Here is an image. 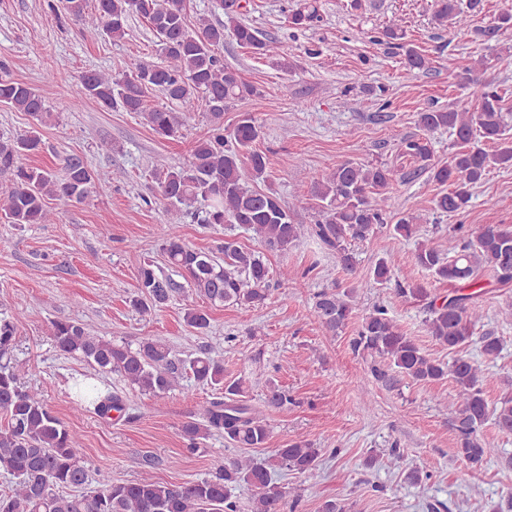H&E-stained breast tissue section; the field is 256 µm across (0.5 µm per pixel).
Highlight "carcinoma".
Segmentation results:
<instances>
[{"label":"carcinoma","instance_id":"cac0c4a2","mask_svg":"<svg viewBox=\"0 0 512 512\" xmlns=\"http://www.w3.org/2000/svg\"><path fill=\"white\" fill-rule=\"evenodd\" d=\"M187 0H95L87 9L86 0H61L62 10L75 24L101 31L119 42L127 35L128 19L141 18L159 40L160 63L141 62L135 72L111 75L101 70H86L78 77V95L109 108L141 112L151 129L173 138L200 114L209 128L196 141L192 159L185 167L157 169L156 191L164 201L166 220L176 224H238L253 233L270 251L285 253L301 238L316 237L336 254V264L346 274L357 265L354 244L368 240L377 229L390 227L397 238L420 236L421 216L402 214L389 224V193L400 179L397 169L386 164L358 165L350 161L336 167L311 188L317 201L313 224L293 222L291 209L271 188L248 185L247 178L267 180L268 155L256 147L263 125L250 112L240 115L236 124L224 128V112L257 88L239 70L224 64L217 49L224 37L254 55L272 61L282 71L295 63L284 57L277 41L263 37L241 19L240 0H215L224 21L213 24L206 18L191 22ZM434 19L440 26L467 27L466 10H475L481 0H468L464 10L458 0H437ZM318 0H300L288 13V23L302 30L320 21ZM512 27V13H502L481 30L484 40L496 41L502 30ZM382 38L398 42L404 49V63L411 70L428 69V59L413 47L400 43L405 38L402 19L394 17L381 31ZM457 62L460 76L471 87L475 105L471 109L429 110L419 115L427 131L448 128L456 136L458 149L446 164L431 163L432 149L426 138H405L403 153L420 163L419 169L431 173L441 187L434 210L459 214L469 207L472 189L491 168L512 166V134L504 115L505 98L497 88L482 81L476 65ZM154 93L177 105V111L164 106H149ZM0 103L26 112L42 124L51 113L42 97L28 85L10 77L0 63ZM42 149L37 131L9 140L0 139V173L10 176L4 191L3 210L13 224H49L56 213L48 200L84 202L93 193L109 190L84 160L71 155L58 169L32 166L23 162ZM168 266L182 274L196 294L212 304H232L254 308L269 299V269L261 256L226 239L220 246L224 258L193 248L179 236L171 235L161 244ZM413 264L439 282L449 285L448 293L437 294L422 283L397 274L396 259L389 255L376 261L370 281L393 286L399 297L417 303L424 314L427 332L452 354L443 362L429 357L417 340L404 333L384 306L366 313L350 339L353 353L375 359L371 377L395 388L402 381L432 384L446 378L456 385L449 401L454 413L452 426L458 436V454L471 467L479 468L493 452L481 438L480 430L493 420L497 432L512 437V392L489 404L483 389V375L465 348L473 342V328L482 319L483 281L489 277L501 288L512 286V226L484 224L467 229L459 224L448 233V250L419 241ZM140 295L129 300L142 315H150L166 304L177 284L152 264L138 271ZM355 288L335 280L332 286L314 296L313 312L320 326L332 336L341 333L353 315ZM185 324L206 330L211 318L207 310L186 309ZM15 321L0 318V471L15 479L7 492H0V512H238L236 489L245 486L252 492L254 512H286L288 492L271 475L278 466L300 473L316 469L322 449L295 442L274 449L269 460L251 456L226 457L216 461L207 478L187 483L162 482L146 471L128 483H112L101 488L88 487V467L79 456L78 437L51 411L42 396L24 389L11 366L16 344ZM56 347L78 355L104 372L114 373L142 392L162 396L185 377L222 391V396L205 402L195 416L181 425L188 450L198 449V440L216 431L235 448H263L271 437L262 411L245 400L242 379L228 380L224 363L206 349L189 357H178L159 339L147 338L133 348L90 334L74 321L52 323ZM482 353L496 358L502 351L498 336L485 334L478 339ZM295 404L287 389L271 380L263 406L286 412ZM75 408L101 416L123 412L118 396L93 381L78 385Z\"/></svg>","mask_w":512,"mask_h":512}]
</instances>
